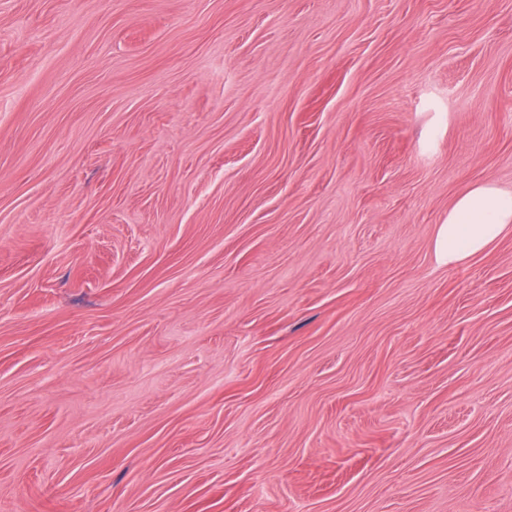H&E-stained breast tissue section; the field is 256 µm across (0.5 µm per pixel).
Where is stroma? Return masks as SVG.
<instances>
[{"mask_svg":"<svg viewBox=\"0 0 512 512\" xmlns=\"http://www.w3.org/2000/svg\"><path fill=\"white\" fill-rule=\"evenodd\" d=\"M512 0H0V512H512ZM446 223L438 227L434 252L439 265L453 268L512 234V191L492 182L472 184L448 209Z\"/></svg>","mask_w":512,"mask_h":512,"instance_id":"1","label":"stroma"}]
</instances>
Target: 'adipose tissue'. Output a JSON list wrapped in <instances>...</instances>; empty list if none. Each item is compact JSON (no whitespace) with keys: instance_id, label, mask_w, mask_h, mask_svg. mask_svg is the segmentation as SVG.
<instances>
[{"instance_id":"ef3b65f1","label":"adipose tissue","mask_w":512,"mask_h":512,"mask_svg":"<svg viewBox=\"0 0 512 512\" xmlns=\"http://www.w3.org/2000/svg\"><path fill=\"white\" fill-rule=\"evenodd\" d=\"M508 234H512V191L486 181L472 184L455 199L447 222L438 227L436 261L460 266Z\"/></svg>"}]
</instances>
